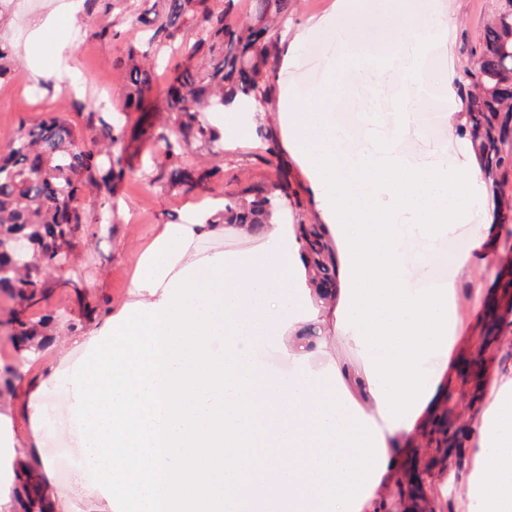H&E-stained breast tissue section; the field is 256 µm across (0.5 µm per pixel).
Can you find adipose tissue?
I'll use <instances>...</instances> for the list:
<instances>
[{
	"instance_id": "ef3b65f1",
	"label": "adipose tissue",
	"mask_w": 512,
	"mask_h": 512,
	"mask_svg": "<svg viewBox=\"0 0 512 512\" xmlns=\"http://www.w3.org/2000/svg\"><path fill=\"white\" fill-rule=\"evenodd\" d=\"M383 19L407 69L446 47L416 32L420 19L447 29L436 0H384L378 12L336 0L285 50L315 31L339 36ZM281 109L285 145L335 249L336 286L318 287L287 201L268 224L237 225L257 242L243 255L198 248L223 235V201L163 226L139 258L128 301L71 339L89 351L67 378L85 473L122 512H225L231 500L248 512H382L383 477L443 393L466 330L458 290L451 281L415 286L398 227L445 237L472 210L494 212L477 155L454 174L409 161L392 141L344 157L328 111L302 118L292 100ZM261 116L236 99L207 120L237 139ZM338 337L359 363L318 366ZM261 351L278 353L290 372L267 368ZM488 385L490 400L465 431L474 465L450 512H512V361Z\"/></svg>"
}]
</instances>
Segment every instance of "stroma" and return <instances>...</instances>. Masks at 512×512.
<instances>
[{
	"instance_id": "stroma-1",
	"label": "stroma",
	"mask_w": 512,
	"mask_h": 512,
	"mask_svg": "<svg viewBox=\"0 0 512 512\" xmlns=\"http://www.w3.org/2000/svg\"><path fill=\"white\" fill-rule=\"evenodd\" d=\"M44 7L32 15L13 9L0 8V40L11 43L16 55L8 62V71L0 77V148L15 136L20 125L33 126L50 115L68 119L80 130H88L90 114L99 112L96 104L76 86L55 83L56 72L45 68L41 77H34L25 45L36 19L61 16L57 0H43ZM454 19L446 35L447 53L440 58L439 75L462 73L470 62L469 50L476 46L485 24L502 8L504 0H444ZM149 0H95L91 9H79L76 19L66 32V47L80 62V76L86 83L102 87L106 93L103 104L118 110L126 129L121 140L113 143L112 157L131 160L124 178L112 193L113 200L125 201L129 212L115 215L111 228L89 223L73 241L72 261L52 271L47 278L45 294L37 304L20 300L0 291V373L10 372L13 394L9 396V411L15 430L16 451L22 452L32 473H39L42 460L54 468L55 494L66 498L71 512H111L112 506L96 488L76 491L75 481L83 466L72 449L56 447L63 430V420L55 406L66 394V377L77 370L85 357L84 349L70 346L71 329L83 326L87 316L97 320L111 318L131 286V278L139 257L149 245L156 230L166 224L186 223L195 206L203 200L240 194L249 187L270 188L279 178L289 184L288 209L294 222L313 224L317 221L308 182L299 165L285 149L280 114L270 107L262 124L241 140H228L212 145L208 166L216 173L205 188L191 193L170 188L166 180L150 182L140 175L141 157L132 131L141 119L140 113L123 109L126 62L129 47L146 49L142 25L131 22L132 15L149 8ZM117 23L119 37L91 36L92 26ZM331 45L326 35L316 32L302 40L294 57L286 63L275 62L269 82L273 88L296 87L307 92V107H314L321 88L320 68L330 56ZM27 79L30 92H17L16 83ZM38 98H31V91ZM401 81L398 71H391L382 87L376 88L355 81H346L337 89V96L359 98L361 103L379 101L373 118L381 131L398 137ZM398 148L405 155L417 158L430 156L447 167H455L469 145L458 133L449 132L445 120H438L432 134L418 133L410 138H398ZM485 238L488 245L486 260L472 261L462 267L450 266L449 271L459 290L458 315L466 331L458 341L457 356L448 366L446 388L453 393L452 401H440L447 410L452 429L463 430L470 406L476 394L470 383L459 375L460 369L472 359H480L483 375H492L499 363L512 359V293L499 289L497 272L512 271V228L505 224L489 226L482 212H474L460 224L455 235L458 253H466L472 242ZM51 316L52 327L60 340L51 348L29 357H22L11 340L7 323L21 319L36 322ZM50 380L39 438H32L29 428V393L42 380ZM430 418H422L396 469L381 482L379 491L392 498L397 512H414L418 505L411 495L406 474L412 471L413 459L425 456L429 470L423 476V490L430 512H448L443 498L444 486L450 475L466 473L470 465L467 449L447 450L429 445Z\"/></svg>"
}]
</instances>
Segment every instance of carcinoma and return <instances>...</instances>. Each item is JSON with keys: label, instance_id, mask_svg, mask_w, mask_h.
<instances>
[{"label": "carcinoma", "instance_id": "carcinoma-1", "mask_svg": "<svg viewBox=\"0 0 512 512\" xmlns=\"http://www.w3.org/2000/svg\"><path fill=\"white\" fill-rule=\"evenodd\" d=\"M207 0H155L153 18L136 21L149 27V46L162 61L177 43L181 25L202 16L187 54L167 77L164 102L174 115L176 130L141 135L152 140L153 153L164 156L171 187L190 193L200 187L215 169L199 168L193 145L205 148L219 135L198 119L201 112H222L224 103L268 99L270 59L276 58L273 31L288 18L293 0H250L249 15L237 23L226 22L227 12H214ZM148 52L131 47L127 56L128 84L124 107L146 111L155 72L147 66ZM459 84L468 87L466 129L485 178L493 184L506 182L512 172V0H505L498 15L484 27L481 42L471 50V62ZM100 134L86 137L72 123L52 116L35 126H20L16 136L0 153V244L20 233L29 248L17 262L0 251V291L31 301L46 287V276L69 258L66 245L93 220L112 223L109 195L124 176L120 162L112 161L109 147L124 134L114 125L112 113L100 119ZM101 197L100 211L89 218L72 201L84 187ZM271 191L261 190L224 203L226 224H260L259 216L270 202ZM307 246L317 256L315 276L331 287L336 266L331 248L316 230L308 233ZM51 322H17L11 337L17 341L38 340L43 351L54 340L38 337L37 328Z\"/></svg>", "mask_w": 512, "mask_h": 512}]
</instances>
